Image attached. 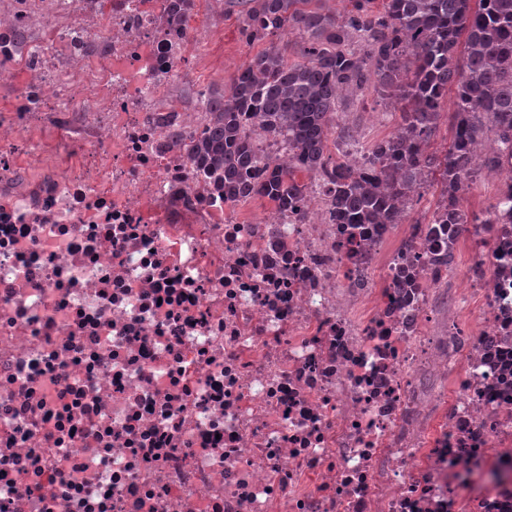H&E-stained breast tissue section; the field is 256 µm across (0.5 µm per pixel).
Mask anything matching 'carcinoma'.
Returning <instances> with one entry per match:
<instances>
[{
  "label": "carcinoma",
  "mask_w": 512,
  "mask_h": 512,
  "mask_svg": "<svg viewBox=\"0 0 512 512\" xmlns=\"http://www.w3.org/2000/svg\"><path fill=\"white\" fill-rule=\"evenodd\" d=\"M324 2L225 0L245 42L268 46L227 89L197 92L206 121L190 146L197 176L231 204L257 193L302 216L318 177L336 223L402 224L414 193L437 174L448 216L428 223H489L461 200L481 170L512 163V0H349L342 13ZM284 31L297 38L293 62L274 42ZM450 87L452 140L437 154L429 146ZM367 88L395 100L400 123L365 150L357 135L337 129L336 112L344 92ZM280 138L288 156L260 152L262 141ZM344 143L371 168L358 171L341 152L333 158L329 145Z\"/></svg>",
  "instance_id": "cac0c4a2"
}]
</instances>
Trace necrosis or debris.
Instances as JSON below:
<instances>
[{
    "mask_svg": "<svg viewBox=\"0 0 512 512\" xmlns=\"http://www.w3.org/2000/svg\"><path fill=\"white\" fill-rule=\"evenodd\" d=\"M156 2L0 0V82L29 73L0 113V512H512V169L463 230L337 224L316 184L255 219L157 121L222 35Z\"/></svg>",
    "mask_w": 512,
    "mask_h": 512,
    "instance_id": "necrosis-or-debris-1",
    "label": "necrosis or debris"
}]
</instances>
